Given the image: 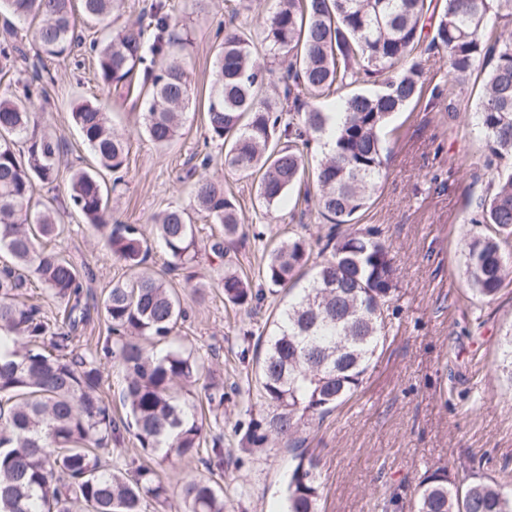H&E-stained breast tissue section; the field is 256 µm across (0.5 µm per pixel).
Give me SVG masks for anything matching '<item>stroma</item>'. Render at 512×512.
Listing matches in <instances>:
<instances>
[{
	"mask_svg": "<svg viewBox=\"0 0 512 512\" xmlns=\"http://www.w3.org/2000/svg\"><path fill=\"white\" fill-rule=\"evenodd\" d=\"M169 2L179 32L188 35L180 56L196 103L169 148L148 141L141 99L98 83L95 61L84 49L60 58L36 57L35 31L24 28L18 36L27 62L8 65L0 59V69L9 68L16 79H27L30 65L55 77L31 100L37 119L52 129L61 147L57 181L37 186L36 195L57 197L66 231L54 246L89 273L87 285L98 300L130 272L63 201L72 171L92 164L72 123V107L84 100L101 102L127 140L122 182L110 200L113 218L138 225L151 241L154 216L179 206L187 209L197 238L209 242L221 227L196 209L187 173L203 148L202 105L218 50L215 33L236 21L259 35L275 10L274 0ZM415 57L423 70L422 94L383 128L385 164L378 190L358 218L359 227L373 229L388 245L397 269L391 328L356 393L306 431L305 445L320 460V512H412L420 482L439 468L455 483L476 476L512 489V361L505 343L512 332V282L483 302L473 296L465 275L467 244L485 232L468 218L494 177L485 166L486 143L476 117L483 75L473 73L461 90L444 53L422 47ZM211 153L214 161L206 174L235 198L246 238L231 249L229 261L202 258L199 294L181 274L169 271L163 251H152L148 263L176 288L189 313L178 334L205 362L192 401L197 414L223 436L224 470L212 473L200 460H177L159 474L173 499L182 478L196 475L223 487L224 512H285L290 453L282 446L245 453L239 429L266 413L256 404V356L243 334H270L288 293L266 294L257 307L239 310L225 304L213 283L229 263L260 289L268 248L288 233L314 239L329 227L306 210L304 196L314 191L313 180L269 209L256 192V176L225 168L219 147ZM212 384L223 385L228 394L223 410L208 402Z\"/></svg>",
	"mask_w": 512,
	"mask_h": 512,
	"instance_id": "obj_1",
	"label": "stroma"
}]
</instances>
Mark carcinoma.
Here are the masks:
<instances>
[{"label":"carcinoma","mask_w":512,"mask_h":512,"mask_svg":"<svg viewBox=\"0 0 512 512\" xmlns=\"http://www.w3.org/2000/svg\"><path fill=\"white\" fill-rule=\"evenodd\" d=\"M83 21L111 30L116 0H79ZM72 0H0L9 20L0 33V55L23 54L17 25L37 24L40 50L50 56L82 44ZM432 0H277L262 29L261 44L283 55L286 68L278 99L263 97L268 69L257 63V46L245 26L224 30L216 74L206 104L207 139L224 147V164L260 174L257 192L266 208L280 202L305 175L311 144L329 131L330 117L316 105L371 75L383 77L371 94L340 98L342 119L333 147L315 172V208L334 225L357 223L372 200L383 167L382 128L390 117L422 93L420 64L414 53L425 38ZM512 19V0H446L428 43L448 55L459 88L476 69L485 73L477 108L488 162L512 160V33L497 34L491 19ZM177 25L165 0L149 11L148 24L112 30L93 40L91 52L102 85L131 91L142 78L148 88L145 132L158 147L179 136L190 103V81L171 37ZM22 94L7 84L0 98V512H143L142 503L165 497L156 469L139 466L135 477L103 464L99 451L133 434L157 466L200 455L208 430L184 399L196 385L204 363L170 341L184 317L179 296L148 266L150 246L140 227L112 220L104 172H119L126 142L99 104L85 102L72 120L97 160L69 179L68 202L104 236L112 256L131 277L106 293L100 310L108 336L95 350L74 348L86 322V280L81 268L44 246L64 232L52 202L35 198L37 184L58 179L60 144L30 112L31 83ZM197 209L222 227L209 245L224 259L229 245L244 236L233 196L224 184L199 175L194 184ZM156 237L170 258V270L197 277L202 249L185 210L169 207L155 219ZM471 224H487L493 235L468 243L467 282L479 299H493L512 273V165L475 205ZM331 257L314 266L308 287L284 308L265 340L258 395L268 409L249 421L241 438L250 451L280 443L293 452L286 488L287 512H318L319 459L303 448L299 433L322 421L358 389L387 331V311L396 269L388 247L370 229L331 232L321 251ZM313 242L296 235L268 254L261 270L265 284L288 288L307 266ZM39 283L63 305L50 322L40 306L21 300ZM224 300L249 308L263 297L235 271L217 283ZM117 361L119 400L126 417L116 419L101 395V358ZM205 465L224 470L221 435H211ZM171 512H224L221 486L186 476ZM415 512H512V492L473 478L452 484L436 469L421 484Z\"/></svg>","instance_id":"carcinoma-1"}]
</instances>
